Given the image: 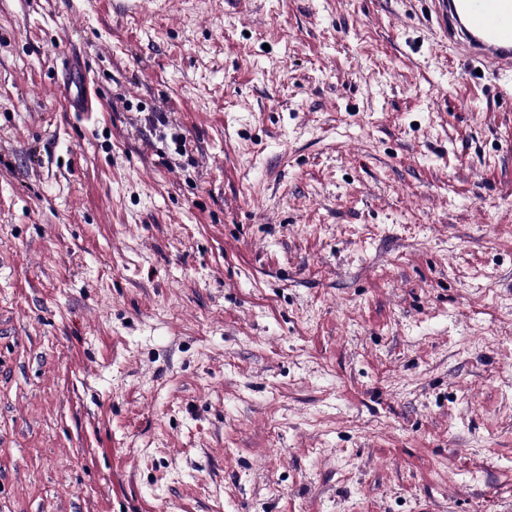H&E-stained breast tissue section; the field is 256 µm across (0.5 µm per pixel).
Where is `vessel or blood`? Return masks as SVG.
I'll return each instance as SVG.
<instances>
[{
    "label": "vessel or blood",
    "mask_w": 512,
    "mask_h": 512,
    "mask_svg": "<svg viewBox=\"0 0 512 512\" xmlns=\"http://www.w3.org/2000/svg\"><path fill=\"white\" fill-rule=\"evenodd\" d=\"M448 43L489 68L512 67V0H433Z\"/></svg>",
    "instance_id": "vessel-or-blood-1"
}]
</instances>
